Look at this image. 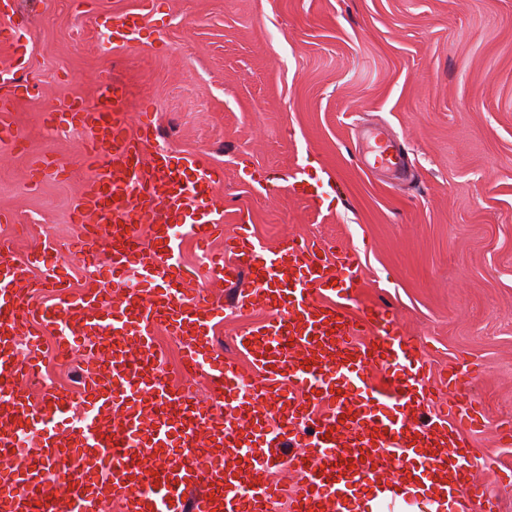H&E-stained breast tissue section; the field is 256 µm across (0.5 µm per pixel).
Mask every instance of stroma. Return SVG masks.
Returning <instances> with one entry per match:
<instances>
[{
  "instance_id": "obj_1",
  "label": "stroma",
  "mask_w": 512,
  "mask_h": 512,
  "mask_svg": "<svg viewBox=\"0 0 512 512\" xmlns=\"http://www.w3.org/2000/svg\"><path fill=\"white\" fill-rule=\"evenodd\" d=\"M18 2L23 71L0 43V97L19 99L20 143H0V238L16 257L75 247L81 233L89 133L47 127L43 112L124 85L129 124L152 120L156 147L224 172L223 233L178 241L193 280L221 288L206 256L244 224L268 249L298 237L359 250L366 284L354 308L381 305L414 337L429 412L474 403L472 470L512 512V443L496 436L512 422V0ZM130 11L137 39L113 47L102 23ZM373 128L400 143L408 179L366 167ZM42 155L66 175L33 174ZM302 169L315 198L288 189ZM263 316L220 314L223 354L248 378L234 338ZM451 369L463 376L454 387Z\"/></svg>"
}]
</instances>
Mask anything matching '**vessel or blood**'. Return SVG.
Wrapping results in <instances>:
<instances>
[{
	"label": "vessel or blood",
	"mask_w": 512,
	"mask_h": 512,
	"mask_svg": "<svg viewBox=\"0 0 512 512\" xmlns=\"http://www.w3.org/2000/svg\"><path fill=\"white\" fill-rule=\"evenodd\" d=\"M13 25L12 15L0 14V33L20 62L28 47ZM138 29L132 15L111 16L113 46L130 47ZM126 104L124 90L107 84L97 103L75 99L44 115L49 125L90 132L97 164L74 214L83 224L79 252L106 256L109 287L72 293L55 280L54 302L34 305L39 285L31 275L41 260H18L0 241V502L9 512H56L64 486L70 512H100L116 501L127 512H272L286 491L268 472L285 464L302 475L286 492L291 512H353L365 486L374 506L410 512L415 489L440 477L447 483L438 512L469 503L498 512L468 453L450 451L458 428L478 423L473 404L422 418L433 394L417 345L386 308L346 310L362 285L358 252L331 260L314 242L291 238L270 250L245 231L226 237L223 254L209 260L212 273L229 284L248 275L234 302L239 314L267 310L237 340L255 368L251 383L212 348L221 306L191 292L169 227L182 224L200 242L221 230L224 215L213 204L223 173L191 154L158 150L144 159L155 126L144 122L128 135ZM375 162L406 170L393 140ZM190 171L196 179L188 184ZM141 224L154 227L150 244L140 239ZM133 266L140 285L130 290L122 281ZM53 326L55 358L79 340L91 363L78 418L64 392L48 388L35 404L25 389L45 355L41 335ZM160 332L180 339L184 366L205 373L208 396L170 388L160 376L153 348ZM227 397L230 419H215ZM260 436L265 448L256 457L250 449ZM198 448L212 450L209 467L197 464Z\"/></svg>",
	"instance_id": "b4317fda"
}]
</instances>
